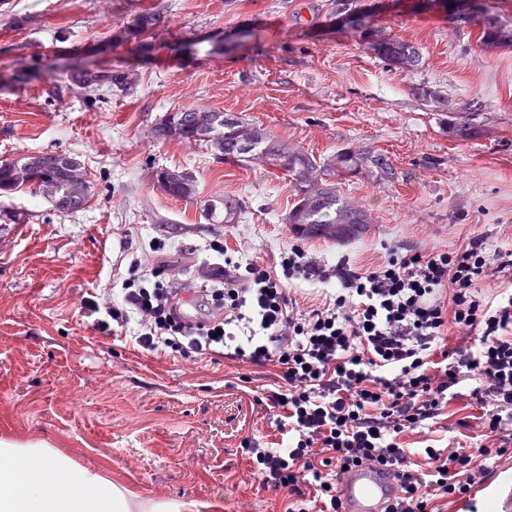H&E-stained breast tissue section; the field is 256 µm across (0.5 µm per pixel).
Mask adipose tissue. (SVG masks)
Here are the masks:
<instances>
[{
	"instance_id": "adipose-tissue-1",
	"label": "adipose tissue",
	"mask_w": 512,
	"mask_h": 512,
	"mask_svg": "<svg viewBox=\"0 0 512 512\" xmlns=\"http://www.w3.org/2000/svg\"><path fill=\"white\" fill-rule=\"evenodd\" d=\"M184 502L149 501L104 473L40 443L0 442V512H186Z\"/></svg>"
}]
</instances>
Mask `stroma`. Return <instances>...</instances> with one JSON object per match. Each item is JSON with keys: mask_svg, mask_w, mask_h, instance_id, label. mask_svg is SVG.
Returning a JSON list of instances; mask_svg holds the SVG:
<instances>
[{"mask_svg": "<svg viewBox=\"0 0 512 512\" xmlns=\"http://www.w3.org/2000/svg\"><path fill=\"white\" fill-rule=\"evenodd\" d=\"M346 0H0V161L61 153L85 168L86 208L57 212L29 189L0 193V440L33 441L109 475L145 500H180L189 512H286L263 489L240 442L257 423L238 362L146 355L98 332L84 297L116 286L124 229L148 252L164 239L173 272L191 280L223 238L245 259L301 243L329 264L383 257L394 247L454 249L465 232L512 224V48L485 50L475 27L450 17L473 0H365L373 21L416 47L414 71L391 68L343 23ZM161 14L139 50L113 36L136 12ZM244 29L264 51L233 47ZM78 58L120 67L132 89L53 96L44 69ZM34 80H18L20 66ZM479 106L480 136L460 140L418 86ZM184 106L224 112L324 159L343 147L386 154L394 180L342 182V196L373 223L345 242L302 238L285 219L289 176L257 160L227 162L203 143L158 140L155 125ZM184 172L190 197L174 198L157 171ZM240 219L210 217L225 197ZM490 250L502 249L496 238Z\"/></svg>", "mask_w": 512, "mask_h": 512, "instance_id": "1", "label": "stroma"}]
</instances>
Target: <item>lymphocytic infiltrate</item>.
Here are the masks:
<instances>
[{
	"mask_svg": "<svg viewBox=\"0 0 512 512\" xmlns=\"http://www.w3.org/2000/svg\"><path fill=\"white\" fill-rule=\"evenodd\" d=\"M474 234L452 251L396 248L374 265L322 263L295 244L271 260H239L213 239L218 262L198 281L174 280L159 252L145 265L130 254L119 288L83 298L98 329L146 353L183 359L223 353L275 368V388L254 401L279 435L244 437L241 448L264 489L288 497V512H339L340 482L353 466L391 468L398 495L385 512H431L438 501H467L490 474L489 460L512 454V252L490 251ZM497 279L491 297L482 283ZM321 283L304 305L297 285ZM200 311L186 322L178 304ZM247 329L234 343L236 329ZM472 382L481 410L478 448L450 436L441 446L404 438L437 431L445 408Z\"/></svg>",
	"mask_w": 512,
	"mask_h": 512,
	"instance_id": "obj_1",
	"label": "lymphocytic infiltrate"
}]
</instances>
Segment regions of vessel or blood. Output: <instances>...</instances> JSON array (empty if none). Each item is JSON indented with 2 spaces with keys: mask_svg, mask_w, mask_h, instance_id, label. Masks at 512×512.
Instances as JSON below:
<instances>
[{
  "mask_svg": "<svg viewBox=\"0 0 512 512\" xmlns=\"http://www.w3.org/2000/svg\"><path fill=\"white\" fill-rule=\"evenodd\" d=\"M397 493L391 469L374 462L352 467L340 484V512H384Z\"/></svg>",
  "mask_w": 512,
  "mask_h": 512,
  "instance_id": "obj_1",
  "label": "vessel or blood"
}]
</instances>
